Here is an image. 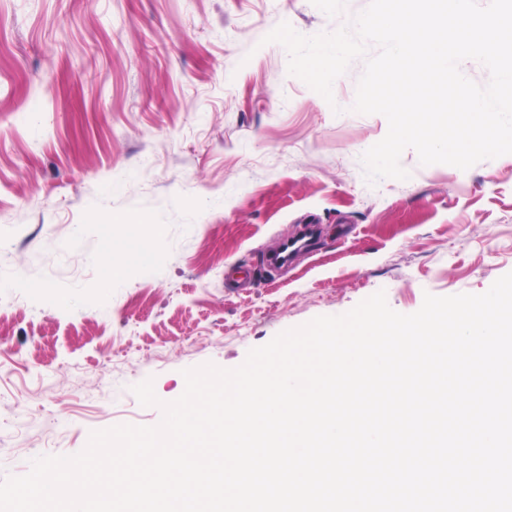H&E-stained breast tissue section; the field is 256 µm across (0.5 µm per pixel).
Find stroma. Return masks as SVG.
I'll return each mask as SVG.
<instances>
[{
    "label": "stroma",
    "instance_id": "1",
    "mask_svg": "<svg viewBox=\"0 0 512 512\" xmlns=\"http://www.w3.org/2000/svg\"><path fill=\"white\" fill-rule=\"evenodd\" d=\"M369 0H0V480L91 431L153 426L133 385L177 399L184 369L377 291L481 294L512 272V154L368 184L388 121L354 111L363 60L326 101L265 37L335 31ZM150 219L151 264L101 279ZM316 225L314 246L268 251ZM42 291H34V284Z\"/></svg>",
    "mask_w": 512,
    "mask_h": 512
}]
</instances>
